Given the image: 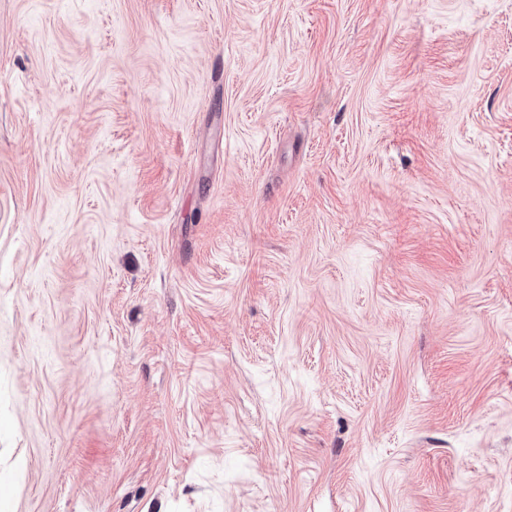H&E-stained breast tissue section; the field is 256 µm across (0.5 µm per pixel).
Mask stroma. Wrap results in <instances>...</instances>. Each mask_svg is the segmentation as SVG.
<instances>
[{"label":"stroma","mask_w":512,"mask_h":512,"mask_svg":"<svg viewBox=\"0 0 512 512\" xmlns=\"http://www.w3.org/2000/svg\"><path fill=\"white\" fill-rule=\"evenodd\" d=\"M0 512H512V0H0Z\"/></svg>","instance_id":"stroma-1"}]
</instances>
